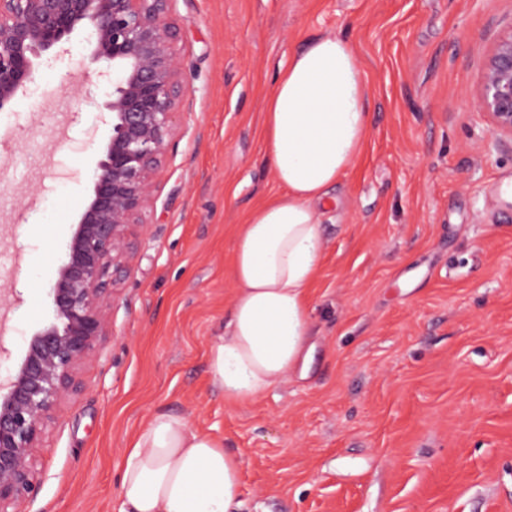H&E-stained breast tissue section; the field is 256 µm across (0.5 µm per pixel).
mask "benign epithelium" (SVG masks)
Wrapping results in <instances>:
<instances>
[{
    "label": "benign epithelium",
    "mask_w": 512,
    "mask_h": 512,
    "mask_svg": "<svg viewBox=\"0 0 512 512\" xmlns=\"http://www.w3.org/2000/svg\"><path fill=\"white\" fill-rule=\"evenodd\" d=\"M173 0H0V111L18 103L36 60L78 28L95 45L88 66L112 65V134L90 171L92 196L49 286L54 311L0 383V512L33 497L44 423L79 388L76 373L108 336L105 277L129 269V230L146 223L175 136L186 86L168 22ZM471 108L488 114L497 147L512 144V32L489 49Z\"/></svg>",
    "instance_id": "benign-epithelium-1"
}]
</instances>
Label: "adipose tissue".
<instances>
[{
  "label": "adipose tissue",
  "mask_w": 512,
  "mask_h": 512,
  "mask_svg": "<svg viewBox=\"0 0 512 512\" xmlns=\"http://www.w3.org/2000/svg\"><path fill=\"white\" fill-rule=\"evenodd\" d=\"M370 94L351 41L325 34L280 69L264 134L281 193L252 210L235 241V293L208 366L225 401L246 404L308 372L315 345L307 291L325 249L323 210L370 133ZM241 457L154 413L125 453L119 512H240Z\"/></svg>",
  "instance_id": "ef3b65f1"
}]
</instances>
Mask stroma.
<instances>
[{"label":"stroma","mask_w":512,"mask_h":512,"mask_svg":"<svg viewBox=\"0 0 512 512\" xmlns=\"http://www.w3.org/2000/svg\"><path fill=\"white\" fill-rule=\"evenodd\" d=\"M187 66L175 147L110 336L47 423L26 512H119L124 452L169 412L243 460L241 512H512V150L470 109L512 0H174ZM348 37L370 134L332 191L309 290V377L225 402L208 349L233 245L280 193L261 107L305 43ZM0 112V380L51 317L47 295L92 194L112 80L75 31Z\"/></svg>","instance_id":"stroma-1"}]
</instances>
